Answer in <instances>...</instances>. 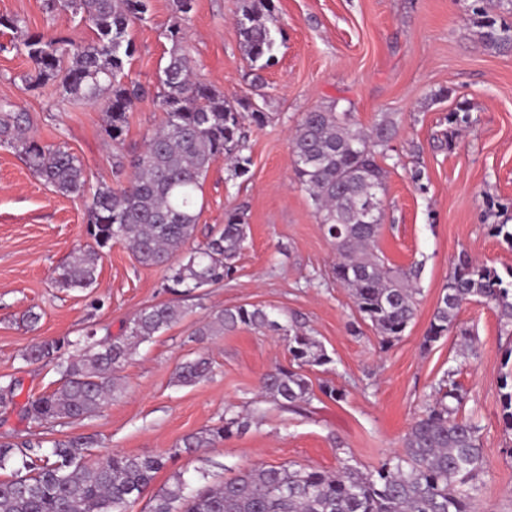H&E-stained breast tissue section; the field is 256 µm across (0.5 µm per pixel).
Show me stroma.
Here are the masks:
<instances>
[{
  "label": "stroma",
  "instance_id": "1",
  "mask_svg": "<svg viewBox=\"0 0 512 512\" xmlns=\"http://www.w3.org/2000/svg\"><path fill=\"white\" fill-rule=\"evenodd\" d=\"M280 29L276 59L256 93L235 25L239 0H194L176 19L172 0H152L147 22L135 24L130 80L153 86L171 43L166 31L180 22L182 43L197 80L236 102L260 101L269 115L261 128L246 124L251 171L235 177L225 160L203 182L195 242H204L228 212L243 213L248 240L233 278L182 298L185 317L147 342L118 371L123 391L97 416L46 424L43 443L84 435L93 455L120 453L166 460L152 491L175 477L221 482L245 467L291 465L335 472L341 459L370 471L400 452L410 424L423 414L448 365L468 395L487 469L475 480L473 512H512V439L503 432L499 402L503 361L512 330L493 305L464 304L456 325L431 349L422 340L442 288L459 257L479 259L499 273L512 270V246L492 236L494 224L512 225V51L485 50L474 35V0H274ZM17 18L23 32L81 39L90 32L70 14L49 11L46 0H0V16ZM0 28V101L29 113L32 132L61 143L87 166L91 184L115 185L106 114L95 105L70 107L55 84L29 89L18 76L29 70ZM336 104L354 123L371 128L392 114L399 135L380 164L387 171L378 249L395 268L421 264L413 322L397 341L381 347L360 320L349 291L331 275L336 249L309 194L294 175L289 139L303 113ZM467 108L465 128L448 115ZM163 118L154 94L135 100L120 151H139ZM86 207L34 176L12 149L0 147V382L19 380L24 393L53 390L52 364L25 363L22 352L41 341L81 338L95 330L104 341L123 334L140 309L171 301L161 267L140 265L122 243L102 259L92 291L59 288L55 279L75 251L89 244ZM258 305L296 318L333 362L309 367L312 384L330 382L345 396L318 397L293 413L260 399L258 381L274 365L288 364L285 336L238 328L201 342L195 332L213 311ZM39 313L36 325L23 320ZM474 338L475 356L460 354V331ZM212 375L177 383L178 367L201 352ZM261 409L243 434L187 453L186 435L219 422L225 408Z\"/></svg>",
  "mask_w": 512,
  "mask_h": 512
}]
</instances>
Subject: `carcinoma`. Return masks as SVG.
Segmentation results:
<instances>
[{
    "label": "carcinoma",
    "instance_id": "cac0c4a2",
    "mask_svg": "<svg viewBox=\"0 0 512 512\" xmlns=\"http://www.w3.org/2000/svg\"><path fill=\"white\" fill-rule=\"evenodd\" d=\"M476 2L480 6L474 9L473 25L479 42L489 51H512V22L500 14L504 6L512 7V0ZM52 8L70 12L87 24L92 36L19 38L14 49L32 63L21 81L29 87L53 82L71 102L100 106L108 117L107 136L118 145L133 100L147 93L143 85L128 80L124 67L134 53L128 29L147 19L151 0H52ZM273 11V0H240L236 25L256 88L264 85L263 71L277 50ZM167 38L173 46L156 91L165 119L141 152L128 160L115 155L116 173L130 169L124 184L91 185L78 156L63 145L39 142L31 133L29 115L0 102V146L18 152L55 192L85 199L87 235L93 244L78 249L62 267L56 278L60 288L93 287L103 249L114 241L127 244L140 264L165 268L167 288L175 294L222 283L236 271L247 240L244 217L225 214L206 242L190 245L202 212L198 192L219 159L233 161L237 177L249 173L251 158L242 154L244 120L261 127L268 115L255 102L236 106L224 92L193 81L190 59L180 46L181 27L171 25ZM398 131L397 121L386 113L372 128H359L333 103L304 113L290 139L295 179L314 201L336 247V283L349 290L360 318L370 323L383 345L399 339L412 322L418 292L414 284L421 272L418 265L392 270L376 248L387 177L378 157ZM482 300L494 304L504 326L512 325V280L463 257L442 289L423 348L448 335L463 304ZM185 314L177 301L159 303L141 309L123 338L96 342L90 332L83 346L66 358L61 351L73 345L66 338L47 339L26 351L24 361L53 362L59 375L55 389L27 398L21 408L30 435L48 423L67 424L99 414L121 391L114 372L131 359L136 346ZM239 327L288 337L289 364L262 375V398L295 413L306 410L318 392L343 399L344 390L328 383L314 391L304 368L325 366L333 359L284 313L255 305L221 309L196 335L219 336ZM456 371L452 364L444 371L435 398L406 433L402 453L374 471L364 473L347 461L334 474L254 465L222 485L197 489L177 477L154 495L150 512H471L473 480L485 470L486 460L478 423L462 414L467 394L453 380ZM211 372L212 362L202 354L183 363L176 378L192 385ZM21 393L18 380L1 383L0 407L15 406ZM500 403L504 431L512 435V371L500 379ZM252 422L253 417L227 407L224 419L186 436L183 448H208L244 433ZM93 445L90 436H65L53 440L45 453L40 440H0V472H9L0 478V512H132L166 460L112 453L93 460L87 453Z\"/></svg>",
    "mask_w": 512,
    "mask_h": 512
}]
</instances>
